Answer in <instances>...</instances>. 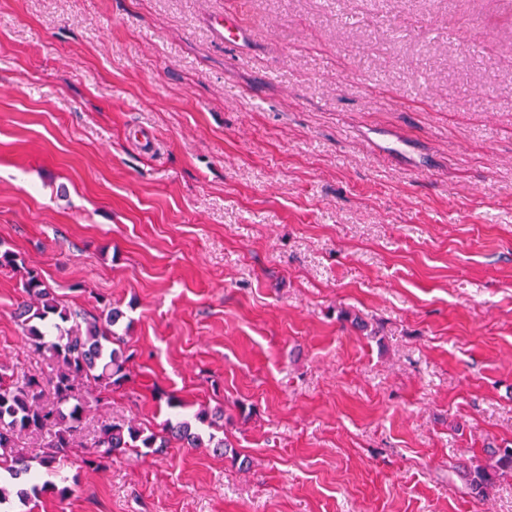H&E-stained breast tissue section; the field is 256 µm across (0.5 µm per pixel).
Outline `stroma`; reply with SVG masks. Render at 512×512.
Returning a JSON list of instances; mask_svg holds the SVG:
<instances>
[{"instance_id": "1", "label": "stroma", "mask_w": 512, "mask_h": 512, "mask_svg": "<svg viewBox=\"0 0 512 512\" xmlns=\"http://www.w3.org/2000/svg\"><path fill=\"white\" fill-rule=\"evenodd\" d=\"M1 248L124 313L77 442L204 407L238 452L68 462L13 512H512L463 477L512 448V0H0ZM22 278L16 378L55 367Z\"/></svg>"}]
</instances>
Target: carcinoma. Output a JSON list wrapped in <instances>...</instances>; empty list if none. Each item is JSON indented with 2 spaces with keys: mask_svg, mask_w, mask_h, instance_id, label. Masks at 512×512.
<instances>
[{
  "mask_svg": "<svg viewBox=\"0 0 512 512\" xmlns=\"http://www.w3.org/2000/svg\"><path fill=\"white\" fill-rule=\"evenodd\" d=\"M22 288L28 300L18 306L17 317L31 345L52 354L56 369L50 376L34 373L16 381L0 374V469L13 476L30 470L23 457L8 453L23 435L45 439L42 465L47 470L69 460L89 403L101 401L104 392L122 388L132 360V355L119 347L122 337L115 330L123 318L119 309L106 304L99 318L80 322L81 313L63 305L35 269L25 271ZM48 319L70 327L57 340L47 342L39 324ZM175 444L234 455L228 441L216 440L212 434L205 439L187 421H169L158 431L103 421L93 445L82 449L77 459L81 466L98 471L109 460L131 453H163ZM506 471H512V448L504 449L491 466L467 468L465 476L477 493L488 494Z\"/></svg>",
  "mask_w": 512,
  "mask_h": 512,
  "instance_id": "carcinoma-1",
  "label": "carcinoma"
}]
</instances>
